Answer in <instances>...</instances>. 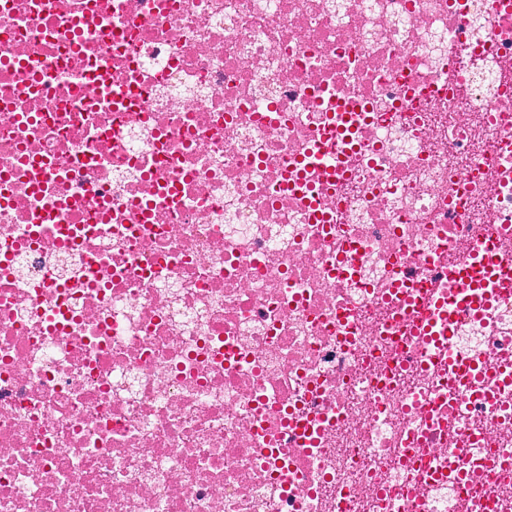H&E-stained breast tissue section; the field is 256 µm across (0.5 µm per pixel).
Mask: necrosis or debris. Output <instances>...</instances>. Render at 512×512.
Returning a JSON list of instances; mask_svg holds the SVG:
<instances>
[{
  "label": "necrosis or debris",
  "instance_id": "necrosis-or-debris-1",
  "mask_svg": "<svg viewBox=\"0 0 512 512\" xmlns=\"http://www.w3.org/2000/svg\"><path fill=\"white\" fill-rule=\"evenodd\" d=\"M501 2L0 0V512H512ZM491 244L492 241L488 238H480L473 243L471 252L476 255H485L477 265L471 264L468 268L464 269H457L448 265V279H451L452 288H460V290H456L455 294L457 304L468 306L472 310H479L490 299L495 297L501 298L508 293H512L511 271L509 272L510 278L507 280L501 277L502 271L492 267L489 259ZM486 279L494 282L491 286L493 288L491 293L486 294L483 299H478L468 293L467 288H474V284L480 281L482 284H485ZM440 319L444 327H448V302L444 298H430L426 303L423 315L416 321L418 336H427L434 320ZM426 326V327H425Z\"/></svg>",
  "mask_w": 512,
  "mask_h": 512
}]
</instances>
